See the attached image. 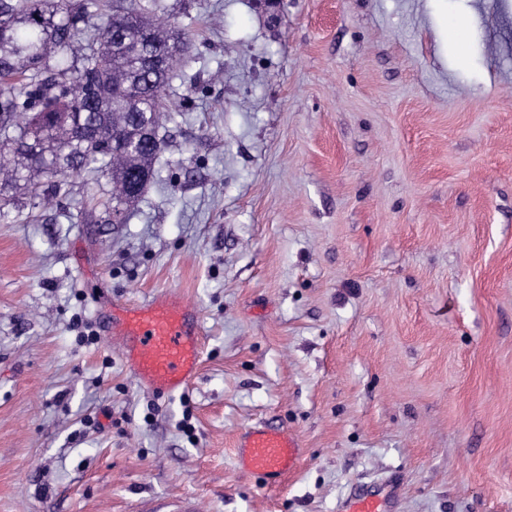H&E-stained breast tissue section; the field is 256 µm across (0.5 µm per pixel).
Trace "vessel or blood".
Masks as SVG:
<instances>
[{"label":"vessel or blood","instance_id":"1","mask_svg":"<svg viewBox=\"0 0 512 512\" xmlns=\"http://www.w3.org/2000/svg\"><path fill=\"white\" fill-rule=\"evenodd\" d=\"M109 320L113 336L121 342L124 365L139 385L160 395L189 387L199 371L203 343L193 305L162 291L114 307ZM303 455L298 435L271 422L248 427L237 444L239 466L269 485L294 471ZM346 512L385 510L376 494L359 491L347 500Z\"/></svg>","mask_w":512,"mask_h":512}]
</instances>
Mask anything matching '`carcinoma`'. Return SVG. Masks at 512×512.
<instances>
[{"mask_svg": "<svg viewBox=\"0 0 512 512\" xmlns=\"http://www.w3.org/2000/svg\"><path fill=\"white\" fill-rule=\"evenodd\" d=\"M191 44L157 0H0V220L82 173L107 220L128 210L166 150L164 90Z\"/></svg>", "mask_w": 512, "mask_h": 512, "instance_id": "cac0c4a2", "label": "carcinoma"}]
</instances>
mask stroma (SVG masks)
<instances>
[{"instance_id": "obj_1", "label": "stroma", "mask_w": 512, "mask_h": 512, "mask_svg": "<svg viewBox=\"0 0 512 512\" xmlns=\"http://www.w3.org/2000/svg\"><path fill=\"white\" fill-rule=\"evenodd\" d=\"M160 4L194 38L142 201L0 223V512H512V0ZM162 290L204 328L168 397L99 323ZM303 455L298 435L272 422L248 427L237 444L238 465L267 485L279 484L295 470ZM345 512H385L384 502L376 494L359 491L347 500Z\"/></svg>"}]
</instances>
